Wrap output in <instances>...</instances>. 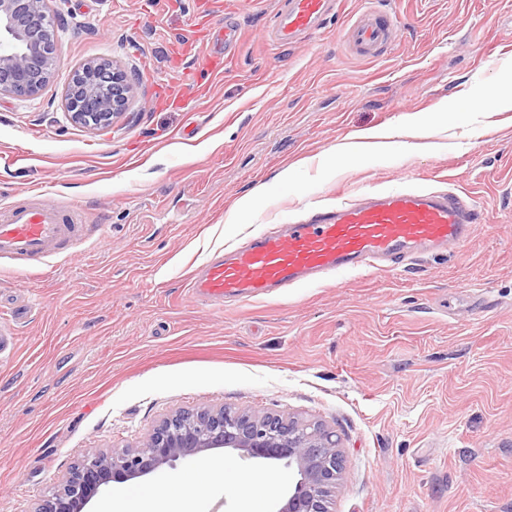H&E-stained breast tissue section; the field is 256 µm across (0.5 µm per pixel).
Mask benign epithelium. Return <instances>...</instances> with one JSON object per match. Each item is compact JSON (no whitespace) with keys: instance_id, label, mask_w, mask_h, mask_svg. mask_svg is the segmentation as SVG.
<instances>
[{"instance_id":"1","label":"benign epithelium","mask_w":512,"mask_h":512,"mask_svg":"<svg viewBox=\"0 0 512 512\" xmlns=\"http://www.w3.org/2000/svg\"><path fill=\"white\" fill-rule=\"evenodd\" d=\"M49 0H0V96L36 99L53 78L58 15ZM132 83L106 60L74 71L65 90L70 120L97 131L126 112ZM251 459L286 461L300 479L279 512H330L343 468L336 433L278 414L254 416L221 407L170 414L138 447L84 458L64 475L38 512H87L101 487L147 476L215 449Z\"/></svg>"}]
</instances>
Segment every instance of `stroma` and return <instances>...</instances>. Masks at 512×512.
Listing matches in <instances>:
<instances>
[{
	"label": "stroma",
	"instance_id": "1",
	"mask_svg": "<svg viewBox=\"0 0 512 512\" xmlns=\"http://www.w3.org/2000/svg\"><path fill=\"white\" fill-rule=\"evenodd\" d=\"M211 0H53L57 73L38 99L0 97V205H78L71 254L0 272V512H35L85 456L139 445L176 410L231 407L318 421L341 441L331 512H512V110L464 102L512 80V0H378L392 43L358 55L342 0L319 31L276 41V0H223L241 38L200 97L165 102L176 40L206 29ZM134 86L98 132L71 123L62 91L91 58ZM434 120L438 152L372 151L330 171L359 133ZM295 167L294 181L277 176ZM263 188L254 220L230 224ZM448 190L486 221L460 249L216 310L188 282L308 201ZM236 476L195 485L204 458L106 487L152 488L190 512H277L297 474L237 457ZM273 473L275 485L261 484Z\"/></svg>",
	"mask_w": 512,
	"mask_h": 512
}]
</instances>
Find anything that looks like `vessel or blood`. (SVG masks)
I'll list each match as a JSON object with an SVG mask.
<instances>
[{
  "label": "vessel or blood",
  "mask_w": 512,
  "mask_h": 512,
  "mask_svg": "<svg viewBox=\"0 0 512 512\" xmlns=\"http://www.w3.org/2000/svg\"><path fill=\"white\" fill-rule=\"evenodd\" d=\"M330 0H288L274 28L286 42L324 21ZM353 44L366 53L380 49L387 24L375 5H368L350 29ZM239 31L232 24H212L213 56L235 45ZM483 214L464 198L446 192L393 189L362 194L333 205L310 206L304 220L285 229L269 227L247 238L229 255L211 260L190 282L200 299L223 303L248 300L324 276L377 268L384 260L407 257L449 245L464 247L472 225ZM84 227L66 222L54 206L0 208V259L33 266L67 241L82 238Z\"/></svg>",
  "instance_id": "obj_1"
}]
</instances>
